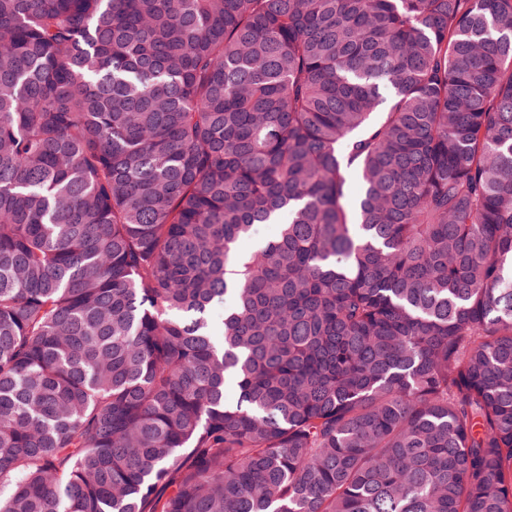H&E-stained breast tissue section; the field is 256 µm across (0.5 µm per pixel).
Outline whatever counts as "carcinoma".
Returning a JSON list of instances; mask_svg holds the SVG:
<instances>
[{"instance_id": "cac0c4a2", "label": "carcinoma", "mask_w": 512, "mask_h": 512, "mask_svg": "<svg viewBox=\"0 0 512 512\" xmlns=\"http://www.w3.org/2000/svg\"><path fill=\"white\" fill-rule=\"evenodd\" d=\"M0 512H512V0H0Z\"/></svg>"}]
</instances>
